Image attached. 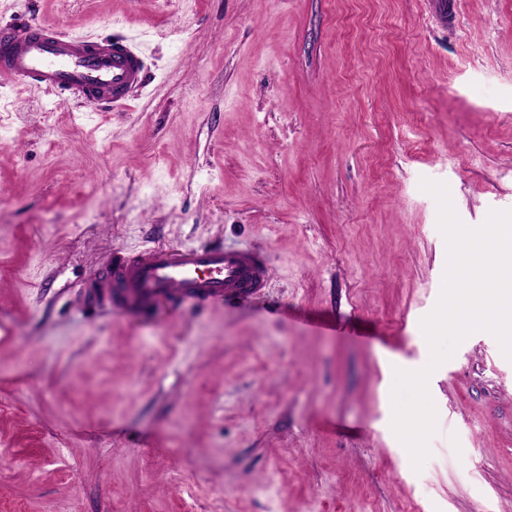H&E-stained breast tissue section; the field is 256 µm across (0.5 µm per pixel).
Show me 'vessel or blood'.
I'll return each mask as SVG.
<instances>
[{
  "label": "vessel or blood",
  "instance_id": "vessel-or-blood-1",
  "mask_svg": "<svg viewBox=\"0 0 512 512\" xmlns=\"http://www.w3.org/2000/svg\"><path fill=\"white\" fill-rule=\"evenodd\" d=\"M143 62L117 40L66 38L43 26L0 38V76L94 102L122 101L141 82ZM267 284L266 262L251 250L199 246L184 256H114L88 287L104 308L145 307L160 298L197 304L244 300Z\"/></svg>",
  "mask_w": 512,
  "mask_h": 512
}]
</instances>
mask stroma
I'll list each match as a JSON object with an SVG mask.
<instances>
[{
	"label": "stroma",
	"instance_id": "35a3bbf8",
	"mask_svg": "<svg viewBox=\"0 0 512 512\" xmlns=\"http://www.w3.org/2000/svg\"><path fill=\"white\" fill-rule=\"evenodd\" d=\"M0 0V28L138 48L94 107L0 78V512H512V362L477 332L431 376V455L395 368L446 246L512 209V0ZM260 252L256 298L114 311V251Z\"/></svg>",
	"mask_w": 512,
	"mask_h": 512
}]
</instances>
